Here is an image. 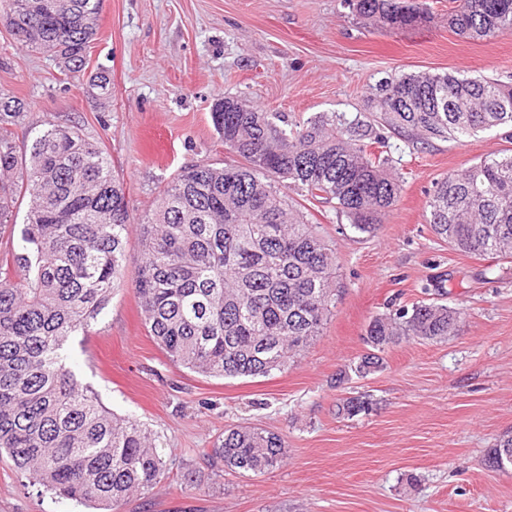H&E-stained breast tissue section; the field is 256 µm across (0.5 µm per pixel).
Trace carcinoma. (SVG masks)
Instances as JSON below:
<instances>
[{
	"mask_svg": "<svg viewBox=\"0 0 512 512\" xmlns=\"http://www.w3.org/2000/svg\"><path fill=\"white\" fill-rule=\"evenodd\" d=\"M40 2L0 0L14 41L57 57L67 72L84 70L100 0H51L46 12ZM455 2L448 27L457 34H512V0ZM344 3L380 29L431 22L428 8L412 0ZM89 88L111 95L103 71ZM370 100L367 115L322 112L290 126L279 112L224 98L212 119L238 163L200 162L173 176L139 223L141 259L131 271V217L107 152L78 128L49 122L19 156L11 126L24 116L22 102L0 93V225L18 198L29 197L22 252L0 259V453L16 471L98 512H115L173 471L160 437L108 410L67 367L69 340L126 278L170 361L207 377L269 376L311 345L336 304V251L280 183L335 202L351 229L371 233L401 193L389 159L372 150L382 131L417 145L512 124V84L485 77L407 73L379 81ZM428 224L462 253L512 259V154L435 182ZM461 318V309L439 302L375 316L366 329L371 350L352 372L379 369L380 353L404 340L446 341ZM368 405L347 397L337 409L353 416ZM506 453L511 434L490 449L487 466ZM285 454L280 435L234 427L207 460L246 476L276 467Z\"/></svg>",
	"mask_w": 512,
	"mask_h": 512,
	"instance_id": "1",
	"label": "carcinoma"
}]
</instances>
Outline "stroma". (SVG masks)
<instances>
[{"instance_id": "stroma-1", "label": "stroma", "mask_w": 512, "mask_h": 512, "mask_svg": "<svg viewBox=\"0 0 512 512\" xmlns=\"http://www.w3.org/2000/svg\"><path fill=\"white\" fill-rule=\"evenodd\" d=\"M431 23L376 30L343 0H102L84 72L16 46L0 21V91L22 100L12 128L28 152L46 122L77 126L108 153L132 218L129 266L141 253L138 223L180 167L232 162L211 114L244 96L295 123L319 112L370 109L373 86L403 73L454 72L512 82V34L485 41L448 26L453 0H426ZM110 99L88 93L97 70ZM403 180L399 200L370 234L335 204L292 200L337 253L336 306L320 336L267 377L205 378L171 363L149 336L132 283L115 291L68 365L104 405L161 436L181 467L121 512H512V467L485 459L512 432V261L457 252L430 231L435 181L487 155L512 153L494 128L461 141L383 149ZM435 299L465 312L442 343L408 340L383 367L339 381L366 353L369 321ZM369 411L337 414L342 397ZM280 434L286 458L264 474L215 473L202 458L231 426ZM0 512H89L19 475L0 457Z\"/></svg>"}]
</instances>
